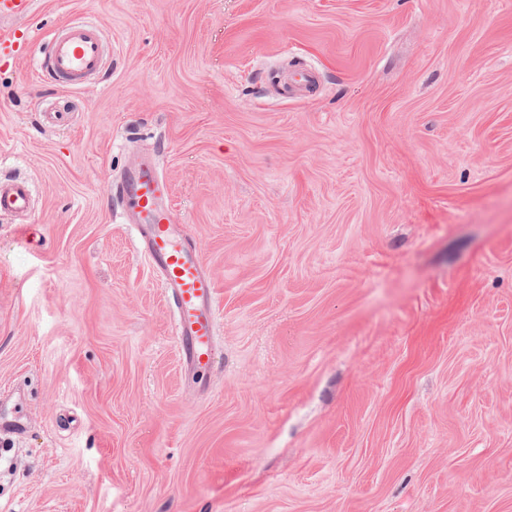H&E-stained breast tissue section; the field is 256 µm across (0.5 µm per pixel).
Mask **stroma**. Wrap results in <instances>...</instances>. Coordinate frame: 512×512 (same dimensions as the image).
Segmentation results:
<instances>
[{
  "instance_id": "obj_1",
  "label": "stroma",
  "mask_w": 512,
  "mask_h": 512,
  "mask_svg": "<svg viewBox=\"0 0 512 512\" xmlns=\"http://www.w3.org/2000/svg\"><path fill=\"white\" fill-rule=\"evenodd\" d=\"M0 61V512H512V0H36ZM318 74L302 98L287 65ZM159 152L218 299L188 381L108 192ZM38 74L61 89L74 91L100 76L107 56L118 54L102 28L91 22L70 23L51 36ZM31 207V189L21 179L0 181V214L21 216Z\"/></svg>"
}]
</instances>
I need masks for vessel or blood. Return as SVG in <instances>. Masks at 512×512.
Segmentation results:
<instances>
[{
    "label": "vessel or blood",
    "instance_id": "b4317fda",
    "mask_svg": "<svg viewBox=\"0 0 512 512\" xmlns=\"http://www.w3.org/2000/svg\"><path fill=\"white\" fill-rule=\"evenodd\" d=\"M35 0H0V58H23L30 43L19 27ZM117 47L101 27L91 22L70 23L48 40L39 75L64 90L79 89L100 76ZM115 193L126 223L136 234V248L161 278L175 315L174 329L182 365L189 377L216 368L217 293L187 229L171 217V187L154 156L131 163ZM31 207V189L21 179L0 181V214L21 216Z\"/></svg>",
    "mask_w": 512,
    "mask_h": 512
}]
</instances>
